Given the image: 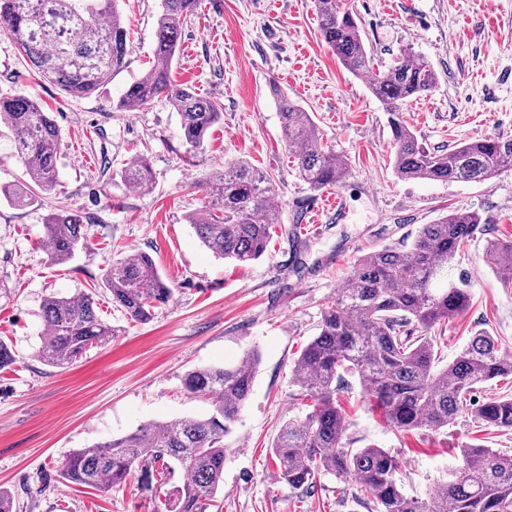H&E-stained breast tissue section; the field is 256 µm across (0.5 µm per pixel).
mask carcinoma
<instances>
[{"instance_id":"obj_1","label":"carcinoma","mask_w":512,"mask_h":512,"mask_svg":"<svg viewBox=\"0 0 512 512\" xmlns=\"http://www.w3.org/2000/svg\"><path fill=\"white\" fill-rule=\"evenodd\" d=\"M121 0H0V35L11 39L40 75L73 97L99 93L127 68L131 52ZM199 0H161L155 28L153 63L112 103L115 112L147 108L165 99L180 118L187 150L203 149L211 130L224 119L221 104L198 96L176 82L172 62L184 20ZM323 41L354 75L371 77L370 90L389 114L394 167L405 180L483 182L512 167V136L476 138L450 150H430L402 120L404 107L436 85L429 61L410 48L394 62L374 71V56L360 27L342 0H314ZM280 123L295 149L299 177L314 191L344 183L348 160L325 146L311 113L286 96L278 98ZM0 128L12 138L14 155L25 180L0 187V196L16 206L37 202L60 186L57 156L61 132L39 103L25 95L0 96ZM121 178L150 193L155 176L140 156L126 165ZM202 209L188 216L202 245L215 257L247 264L266 249L274 223L269 203L275 185L267 172L245 160L215 168L202 182ZM476 211L452 212L422 225L410 248L390 247L363 254L347 287L324 312L319 332L294 363L293 373L309 410L290 419L273 444L288 485L313 487L334 475L360 485L377 504V512H512V455L483 445L461 448L462 464L444 473L436 491L409 497L397 485L396 459L386 450L346 446V416L336 403V377L355 371L364 392L385 410L387 422L400 431H438L462 414L493 428L512 430V396L488 398L472 406L475 387L512 376V359L501 355L498 342L479 332L448 365L440 367L431 330L464 312L471 301L467 280L438 286V280L479 224ZM44 241L54 264L73 260L87 248L83 216L58 209L44 219ZM487 267L512 283V240L493 238L483 253ZM112 303L131 320L144 323L166 303L172 288L143 252L116 260L103 280ZM48 333L37 352L51 367L73 364L92 347L112 341V327L95 310L87 293L50 296L43 304ZM416 325L421 335L410 336ZM261 362L246 351L232 367H197L182 386L208 402L207 417L148 423L121 437L74 451L62 464L68 482L109 491L132 470L148 484L164 486L178 468L186 475L168 499L166 512H208L224 488L225 439L249 400Z\"/></svg>"}]
</instances>
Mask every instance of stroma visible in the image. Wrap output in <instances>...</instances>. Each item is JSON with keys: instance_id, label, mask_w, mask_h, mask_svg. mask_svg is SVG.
<instances>
[{"instance_id": "1", "label": "stroma", "mask_w": 512, "mask_h": 512, "mask_svg": "<svg viewBox=\"0 0 512 512\" xmlns=\"http://www.w3.org/2000/svg\"><path fill=\"white\" fill-rule=\"evenodd\" d=\"M160 3L123 0L133 37L128 66L89 98L43 80L0 36V94L35 98L62 136L57 191L28 207L0 199V341L15 356L0 369V487L14 495L15 512H163V492L146 487L139 472L103 492L66 483L60 467L75 450L140 425L205 415L208 403L183 390V373L228 367L255 349L261 364L228 438L224 490L210 512H376L353 482L327 475L305 491L281 480L272 443L307 410L293 365L363 253L408 248L422 225L454 211L479 212L485 222L448 264L446 280L466 278L472 299L464 314L434 328L440 358L451 362L479 331L512 355V288L482 261L487 239H512V170L480 183L400 178L388 114L367 78L351 74L324 43L313 0H200L183 23L172 73L223 104L224 119L204 150L188 153L165 100L112 109L151 65ZM346 5L377 64L389 65L406 47L431 63L436 86L403 114L426 146L512 135V0ZM280 94L312 112L324 144L347 158L341 186L314 191L299 178L280 126ZM141 154L156 174L149 194L120 177ZM238 159L275 181L277 224L263 257L248 264L215 258L188 222L202 206L204 178ZM60 207L86 216L89 244L62 265L51 263L43 241V218ZM137 251L153 258L174 290L146 323L128 319L102 285L117 253ZM82 293L93 295L111 325V343L64 369L44 365L36 356L46 334L44 299ZM336 389L349 447L388 450L405 494L432 492L463 445L512 454V431L468 416L437 432L392 428L357 373H341Z\"/></svg>"}]
</instances>
